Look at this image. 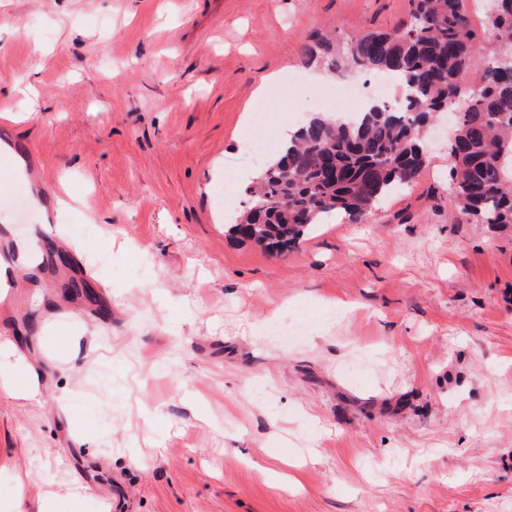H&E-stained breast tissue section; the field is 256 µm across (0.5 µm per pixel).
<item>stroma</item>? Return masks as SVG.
Listing matches in <instances>:
<instances>
[{
    "mask_svg": "<svg viewBox=\"0 0 512 512\" xmlns=\"http://www.w3.org/2000/svg\"><path fill=\"white\" fill-rule=\"evenodd\" d=\"M407 19L0 0V252L69 240L0 300V512H512V237L459 215L444 126L412 187L283 254L227 236L214 196L257 169L267 74L317 82L314 34ZM30 373L34 396L3 384Z\"/></svg>",
    "mask_w": 512,
    "mask_h": 512,
    "instance_id": "35a3bbf8",
    "label": "stroma"
}]
</instances>
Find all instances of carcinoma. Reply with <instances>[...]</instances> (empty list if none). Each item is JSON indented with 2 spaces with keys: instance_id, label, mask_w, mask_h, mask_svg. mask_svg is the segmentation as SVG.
I'll list each match as a JSON object with an SVG mask.
<instances>
[{
  "instance_id": "carcinoma-1",
  "label": "carcinoma",
  "mask_w": 512,
  "mask_h": 512,
  "mask_svg": "<svg viewBox=\"0 0 512 512\" xmlns=\"http://www.w3.org/2000/svg\"><path fill=\"white\" fill-rule=\"evenodd\" d=\"M408 2L399 30L313 39L307 61L317 70L394 77L402 99L297 128L246 189L247 205L228 225L235 238L284 252L327 216L361 221L380 198L418 180L428 165L425 130L448 108L456 117L448 189L459 215L512 230V0H498V14L488 15V41L476 35L462 0Z\"/></svg>"
}]
</instances>
